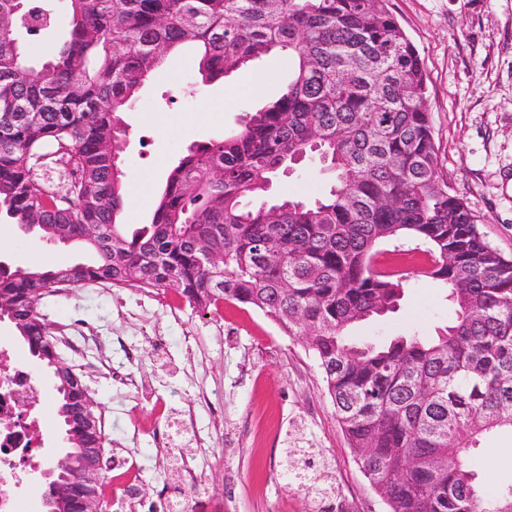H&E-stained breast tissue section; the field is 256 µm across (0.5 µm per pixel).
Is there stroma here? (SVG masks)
Returning a JSON list of instances; mask_svg holds the SVG:
<instances>
[{
    "mask_svg": "<svg viewBox=\"0 0 512 512\" xmlns=\"http://www.w3.org/2000/svg\"><path fill=\"white\" fill-rule=\"evenodd\" d=\"M427 75L441 176L464 198L490 244L512 257V0H390ZM293 70L287 54L252 62L202 84L198 57L170 55L154 69L133 111L124 113L120 157L129 188L122 220L150 223L168 171L189 146L239 130L247 113L285 90ZM306 160L271 178L270 196L310 201L333 181ZM76 244H50L18 225L0 226V263L54 266L85 259ZM166 292L75 287L46 294L38 310L49 323L78 319L98 328L104 361L81 379L107 419L105 453L148 469L134 491L138 512L169 493L181 512H202L205 498L224 512H317L306 489L289 484L287 449L324 459L341 512H388L347 444L317 362L305 343L285 336L264 313L225 304L202 313ZM454 318L445 289L411 280L400 308L359 323L356 341L397 334L434 335ZM171 426L176 450L152 437ZM198 465L197 483L182 478ZM485 487L512 483V432L490 436L479 452Z\"/></svg>",
    "mask_w": 512,
    "mask_h": 512,
    "instance_id": "obj_1",
    "label": "stroma"
}]
</instances>
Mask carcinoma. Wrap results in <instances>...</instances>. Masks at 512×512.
<instances>
[{"instance_id":"obj_1","label":"carcinoma","mask_w":512,"mask_h":512,"mask_svg":"<svg viewBox=\"0 0 512 512\" xmlns=\"http://www.w3.org/2000/svg\"><path fill=\"white\" fill-rule=\"evenodd\" d=\"M66 2V40L39 65L21 33L48 30L50 10L0 0V216L91 254L0 272V314L55 381L67 448L51 480L69 476L102 429L56 366L32 299L61 282H105L172 289L205 313L237 302L305 340L388 512H512V484L484 493L474 465L486 436L512 431V258L440 180L426 73L388 0ZM181 46L200 52L204 84L274 50L288 52L293 78L238 132L191 146L151 222L130 229L121 113ZM311 153L336 176L328 194L245 202ZM54 160L67 170L61 191L38 177ZM403 237L425 245L415 276L447 290L456 319L434 336L353 343L350 327L399 309L410 276L377 259ZM288 455L299 457L290 482L334 496L311 452Z\"/></svg>"}]
</instances>
